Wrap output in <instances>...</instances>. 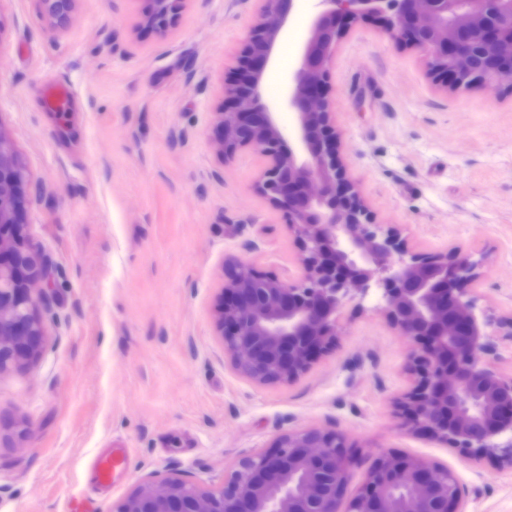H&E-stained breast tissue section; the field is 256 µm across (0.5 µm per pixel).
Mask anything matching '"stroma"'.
Listing matches in <instances>:
<instances>
[{"mask_svg": "<svg viewBox=\"0 0 512 512\" xmlns=\"http://www.w3.org/2000/svg\"><path fill=\"white\" fill-rule=\"evenodd\" d=\"M148 0H76L51 25L44 0H0V132L26 173L22 234L52 276L38 312L44 347L0 373V512H65L97 493L116 512L150 477L218 491L241 459L307 429L344 436L355 495L384 452L450 469L464 512H512V468L423 435L398 406L412 343L350 302L336 339L292 382L236 370L214 332L226 265L301 274L282 212L252 190L260 166L215 155L214 114L260 0H189L167 32ZM321 0H300L263 81L286 140L288 82ZM72 85V112L43 85ZM326 89L337 157L376 223L413 249L484 255L474 287L512 315V91L452 90L424 55L357 20L333 52ZM129 449L125 476L95 492L89 462Z\"/></svg>", "mask_w": 512, "mask_h": 512, "instance_id": "35a3bbf8", "label": "stroma"}]
</instances>
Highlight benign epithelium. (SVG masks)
Instances as JSON below:
<instances>
[{"mask_svg":"<svg viewBox=\"0 0 512 512\" xmlns=\"http://www.w3.org/2000/svg\"><path fill=\"white\" fill-rule=\"evenodd\" d=\"M249 30L237 78L214 113V152L224 160L249 149L262 160L255 193L282 211L300 249L299 279L279 280L237 263L225 274L216 333L234 367L265 384L291 382L336 338L346 300L381 291L377 310L413 344L412 388L400 407L426 436L473 460L512 467V375L492 368L496 336L512 339V317L493 319L470 286L483 259L457 247L438 256L411 250L373 222L336 157L330 116L336 102L325 78L331 50L348 24L380 17L387 35L424 51L431 72L452 88L512 89V0H322L293 72L288 109L296 147H282L263 78L294 0H265ZM73 0H46L65 21ZM186 0H151L144 22L165 32ZM23 171L0 133V373L41 352L40 281L21 233ZM348 458L335 432L284 435L238 462L219 492L170 479L147 481L117 512H459L452 472L405 455L382 453L363 488L344 500Z\"/></svg>","mask_w":512,"mask_h":512,"instance_id":"obj_1","label":"benign epithelium"}]
</instances>
